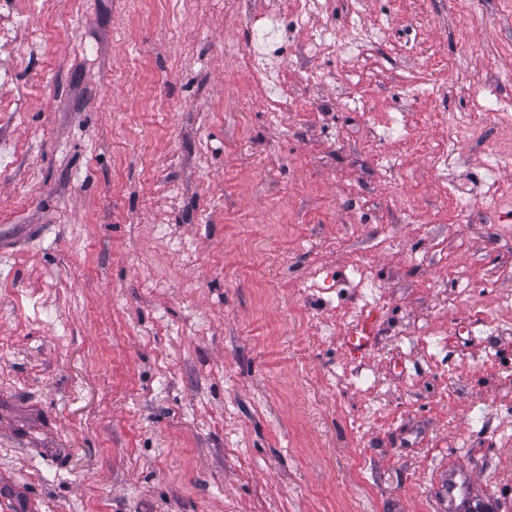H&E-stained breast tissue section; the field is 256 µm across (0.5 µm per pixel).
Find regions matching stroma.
I'll return each mask as SVG.
<instances>
[{
	"label": "stroma",
	"mask_w": 512,
	"mask_h": 512,
	"mask_svg": "<svg viewBox=\"0 0 512 512\" xmlns=\"http://www.w3.org/2000/svg\"><path fill=\"white\" fill-rule=\"evenodd\" d=\"M290 8L0 0V512H512L507 133L452 210L382 127L512 97V0H325L271 112ZM295 10L291 18L280 15H269L255 20L260 22L259 49L248 50L242 62L250 81L259 92L277 90L267 95L269 111L283 112L288 110V86L286 85V63L288 61V28H304L305 19L317 7L319 0H295ZM511 162L512 141L501 143L493 150L484 173V186L486 187L484 198L499 204L501 207L508 208L509 211L512 208L511 198L503 194L498 172L503 164H511Z\"/></svg>",
	"instance_id": "stroma-1"
}]
</instances>
